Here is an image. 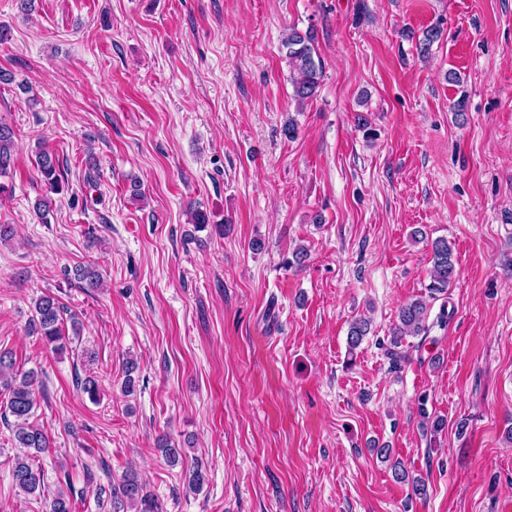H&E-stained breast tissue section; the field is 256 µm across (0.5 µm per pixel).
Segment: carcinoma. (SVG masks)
I'll use <instances>...</instances> for the list:
<instances>
[{"instance_id": "1", "label": "carcinoma", "mask_w": 512, "mask_h": 512, "mask_svg": "<svg viewBox=\"0 0 512 512\" xmlns=\"http://www.w3.org/2000/svg\"><path fill=\"white\" fill-rule=\"evenodd\" d=\"M443 30L439 26H432L417 36L412 30L406 33V38L415 41L417 54L426 57L431 53L434 42L441 39ZM284 58L288 64L293 97L297 105L302 106L317 95L323 76L322 62L314 48V35L310 31L304 33L292 29L282 41ZM14 133L6 125H0V177L8 174L13 162ZM36 167L43 183V197L36 205L40 217H45L50 205L48 194H57L62 190V181L59 174V165L52 153L45 147L36 153ZM432 270L430 283L427 286L429 297L436 298L439 294L448 293L455 280V257L448 240L438 237L431 241ZM75 279L82 283L86 289L93 290L100 287L101 280L97 270L90 266H78L74 271ZM34 327L47 344L54 349L65 347V336L62 333L63 315L67 309L59 299L51 294H43L35 300ZM427 303L422 298L414 299L404 304L398 312V323L394 326L387 340L380 341L379 346L384 349L389 360L396 364L405 358L401 350L403 342L408 336H418L427 331L426 325ZM370 333V321L364 317L354 319L349 326L347 344L349 350L357 349ZM16 365L15 355L10 350L0 349V385L9 393L4 414L13 417V434L15 446L23 449V453L14 458L11 477L15 488L27 495H35L44 487V471L34 464L35 455L41 454L50 448L48 435L39 427L31 424L29 419L36 405L34 384L35 373L28 372L17 377L14 371ZM158 450L166 462L174 466L182 457L183 449L172 445L167 439L158 443ZM394 478L400 483L411 486L416 496L426 494L425 481L422 478L411 477L402 468L401 463L393 464ZM112 512H124V505L139 507L137 512H160V508L150 494L144 492V485L137 473L130 470L125 473L118 485L112 486Z\"/></svg>"}]
</instances>
